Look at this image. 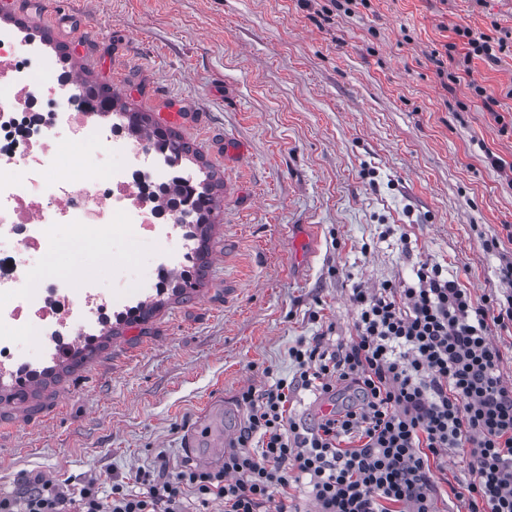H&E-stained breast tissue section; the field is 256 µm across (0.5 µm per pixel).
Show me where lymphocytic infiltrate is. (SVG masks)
<instances>
[{"instance_id":"f902f5d3","label":"lymphocytic infiltrate","mask_w":512,"mask_h":512,"mask_svg":"<svg viewBox=\"0 0 512 512\" xmlns=\"http://www.w3.org/2000/svg\"><path fill=\"white\" fill-rule=\"evenodd\" d=\"M467 51L447 44L437 74L457 82L473 58L497 61L502 38L463 29ZM413 284L353 288L356 334L337 344L299 342L292 379L239 399L248 411L220 469L184 463L172 475L141 470L139 491L95 482L72 493L35 481L0 512H190L219 500L224 512H299L288 489L302 487L317 512H433L439 493L430 459L454 452L470 479L455 497L462 512H512V384L500 373L495 332L512 328V261L499 269L502 294L474 299L439 264L422 263ZM351 401L316 423L291 416L294 394Z\"/></svg>"}]
</instances>
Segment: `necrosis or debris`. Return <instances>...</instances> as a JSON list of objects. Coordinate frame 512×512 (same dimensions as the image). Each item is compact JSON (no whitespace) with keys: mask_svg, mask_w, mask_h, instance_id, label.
<instances>
[{"mask_svg":"<svg viewBox=\"0 0 512 512\" xmlns=\"http://www.w3.org/2000/svg\"><path fill=\"white\" fill-rule=\"evenodd\" d=\"M91 152L74 166L70 153ZM166 152L128 135L119 113L93 111L45 44L0 26V371L60 356L154 278L183 271L188 244L161 186ZM149 241L148 258L116 244ZM73 255L81 273L57 258Z\"/></svg>","mask_w":512,"mask_h":512,"instance_id":"1","label":"necrosis or debris"}]
</instances>
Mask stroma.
<instances>
[{
  "instance_id": "obj_1",
  "label": "stroma",
  "mask_w": 512,
  "mask_h": 512,
  "mask_svg": "<svg viewBox=\"0 0 512 512\" xmlns=\"http://www.w3.org/2000/svg\"><path fill=\"white\" fill-rule=\"evenodd\" d=\"M54 0L90 16L83 69L139 112L196 113L174 125L220 178L202 284L147 297L90 358L66 362L13 399L0 378V499L37 477L80 489L183 463L214 399L239 432L244 388L293 377L298 341L355 333L352 288L414 282L440 263L481 298L512 259V49L474 59L444 89L434 51L457 29L512 37V0ZM484 96H477L475 86ZM496 102L487 112L485 98ZM497 239L496 249L483 242ZM438 512L467 479L456 454L432 462Z\"/></svg>"
}]
</instances>
